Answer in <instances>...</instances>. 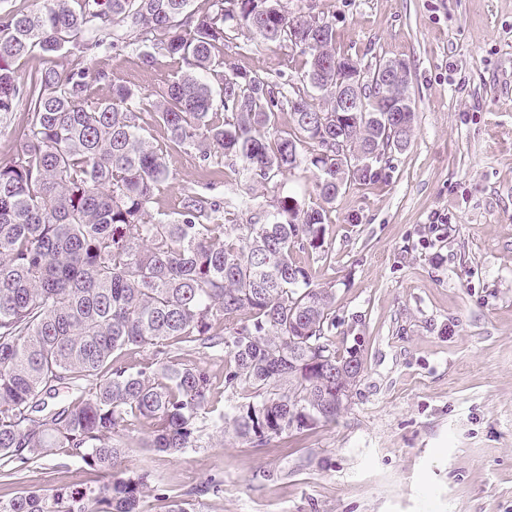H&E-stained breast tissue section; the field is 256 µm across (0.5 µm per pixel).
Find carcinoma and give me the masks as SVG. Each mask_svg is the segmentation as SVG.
I'll use <instances>...</instances> for the list:
<instances>
[{
	"instance_id": "carcinoma-1",
	"label": "carcinoma",
	"mask_w": 512,
	"mask_h": 512,
	"mask_svg": "<svg viewBox=\"0 0 512 512\" xmlns=\"http://www.w3.org/2000/svg\"><path fill=\"white\" fill-rule=\"evenodd\" d=\"M255 50L289 45L304 58L290 85L224 73L232 33ZM138 51L145 67L165 56L174 76L141 91L81 62L102 51ZM38 54L41 68L21 71ZM75 56L66 67L56 58ZM336 33L293 40L288 0H50L24 11L0 7V121L16 150L0 160V478L67 449L93 472L79 488L0 494V512H145L148 475L125 465L120 432L140 425L143 445L175 455L198 447L207 414L221 429L262 445L294 429L334 421L336 388L364 370L329 340L333 292L314 288L297 254L324 243L327 207L350 183L383 178L397 144L396 113L380 111L374 79L345 121L320 123L291 103L335 95ZM106 85L110 93L97 96ZM288 112L291 122L278 125ZM149 114L161 138L204 166L246 176L235 202L211 186L182 188L178 208L154 211L168 184V152L144 135ZM366 164L336 182V141ZM313 172L319 203L278 195L266 222H243L254 191L297 169ZM150 348L139 364L126 356ZM224 357L215 379L192 351ZM242 401L215 411L216 386ZM65 389L71 400L49 405ZM209 481L171 496L167 512H198Z\"/></svg>"
}]
</instances>
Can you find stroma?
<instances>
[{"instance_id":"stroma-1","label":"stroma","mask_w":512,"mask_h":512,"mask_svg":"<svg viewBox=\"0 0 512 512\" xmlns=\"http://www.w3.org/2000/svg\"><path fill=\"white\" fill-rule=\"evenodd\" d=\"M341 53L371 67L400 60L416 118L385 176L342 189L324 243L300 254L310 282L332 289L339 353L364 370L337 422L260 446L205 422L202 447L125 453L150 485L183 495L209 479L202 512H512V0H314ZM244 36L224 70L296 78L287 47L259 52ZM92 68L145 90L171 74L135 51ZM160 208L200 181L175 152ZM30 487L90 476L65 449L29 465Z\"/></svg>"}]
</instances>
